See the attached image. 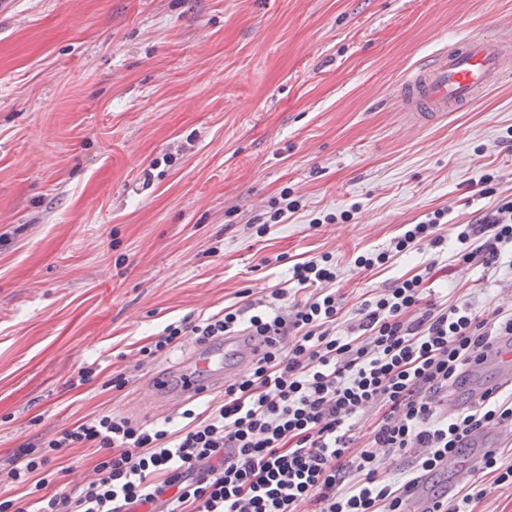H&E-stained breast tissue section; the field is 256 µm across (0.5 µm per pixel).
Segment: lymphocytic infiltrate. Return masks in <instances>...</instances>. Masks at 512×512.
I'll return each instance as SVG.
<instances>
[{
	"label": "lymphocytic infiltrate",
	"instance_id": "lymphocytic-infiltrate-1",
	"mask_svg": "<svg viewBox=\"0 0 512 512\" xmlns=\"http://www.w3.org/2000/svg\"><path fill=\"white\" fill-rule=\"evenodd\" d=\"M447 216L444 209L426 214L391 248L359 255L355 266L371 270L399 254L443 247ZM456 241L458 261L501 264L512 251V197L459 225ZM337 277L332 254L324 253L293 265L291 280L307 296L288 311L258 307L249 315L228 306L197 322L167 324L141 355L241 327L290 342L225 387L221 403L184 409L179 427L99 413L17 449L0 484H32L36 512H406L419 479L447 466L470 435L512 424V398L493 392L458 414H439L436 404L496 339L512 342V309L423 305L424 277L416 274L364 301L356 323L340 333ZM369 412L372 436L355 446L353 422ZM69 448L93 451L95 478L77 491L47 493L41 472ZM380 448L415 452L402 484L378 480Z\"/></svg>",
	"mask_w": 512,
	"mask_h": 512
}]
</instances>
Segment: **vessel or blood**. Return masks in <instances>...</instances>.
I'll return each instance as SVG.
<instances>
[{"label": "vessel or blood", "instance_id": "vessel-or-blood-1", "mask_svg": "<svg viewBox=\"0 0 512 512\" xmlns=\"http://www.w3.org/2000/svg\"><path fill=\"white\" fill-rule=\"evenodd\" d=\"M512 77V33L470 35L437 51L431 62L407 71L399 97L412 127H425L447 112L481 100L495 85ZM269 340L252 334L217 336L188 343L172 368L152 372L143 395L154 409H176L223 391L239 370L254 363Z\"/></svg>", "mask_w": 512, "mask_h": 512}]
</instances>
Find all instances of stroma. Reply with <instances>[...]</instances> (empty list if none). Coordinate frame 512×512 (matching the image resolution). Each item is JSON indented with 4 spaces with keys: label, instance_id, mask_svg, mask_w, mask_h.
Returning <instances> with one entry per match:
<instances>
[{
    "label": "stroma",
    "instance_id": "obj_1",
    "mask_svg": "<svg viewBox=\"0 0 512 512\" xmlns=\"http://www.w3.org/2000/svg\"><path fill=\"white\" fill-rule=\"evenodd\" d=\"M507 28L512 0H0V464L100 412L159 420L140 393L181 351L140 347L269 302L313 256L338 264L340 332L417 273L425 302L512 308L506 266L430 249L354 265L427 213L447 210L452 239L512 195V80L430 128L396 102L439 48ZM285 189L301 209L256 236ZM479 457L450 464L485 491L472 512H512ZM46 473L78 488L93 460L73 448Z\"/></svg>",
    "mask_w": 512,
    "mask_h": 512
}]
</instances>
